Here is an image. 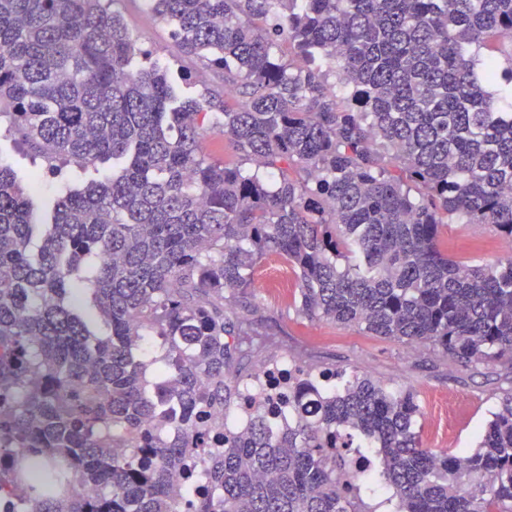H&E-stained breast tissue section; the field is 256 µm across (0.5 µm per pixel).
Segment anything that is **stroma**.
Segmentation results:
<instances>
[{
	"mask_svg": "<svg viewBox=\"0 0 512 512\" xmlns=\"http://www.w3.org/2000/svg\"><path fill=\"white\" fill-rule=\"evenodd\" d=\"M108 6L122 16L148 63L167 67L182 96L200 99L213 94L224 97L227 108L239 106V98L224 91L223 73L183 56L170 26L146 0H109ZM0 163L18 173L39 213L61 197L63 187L79 188L112 171L108 162L86 171L73 163L52 166L34 149L18 143L5 117L0 119ZM444 236L453 256L473 264L512 254V242L501 238L490 224H451L445 227ZM297 289L296 274L279 258H267L257 267L247 304L235 305L231 318L254 323L259 333L237 338L234 376H249L275 354L288 356L314 374L326 368L365 374L387 387L417 393L421 405L418 423L427 446L453 454L474 450L498 394L512 387L504 370L451 364L426 346L309 320L293 304Z\"/></svg>",
	"mask_w": 512,
	"mask_h": 512,
	"instance_id": "stroma-1",
	"label": "stroma"
}]
</instances>
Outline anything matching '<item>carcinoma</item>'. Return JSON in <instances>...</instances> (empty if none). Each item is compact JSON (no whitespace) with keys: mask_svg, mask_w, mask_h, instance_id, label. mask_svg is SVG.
Wrapping results in <instances>:
<instances>
[{"mask_svg":"<svg viewBox=\"0 0 512 512\" xmlns=\"http://www.w3.org/2000/svg\"><path fill=\"white\" fill-rule=\"evenodd\" d=\"M241 104L179 99L104 0H0V118L47 160L120 172L34 220L0 165V500L12 512H512V387L473 452L427 447L410 390L325 370L283 425L224 434L206 487L175 474L226 410V315L264 259L298 312L512 374V255L466 265L442 228L512 239V0H150ZM499 56L482 57L486 41ZM291 55L283 57L281 43ZM319 57L350 89L338 98ZM218 129L250 168L206 155ZM88 292L96 320L70 303ZM162 353L147 357V337ZM175 401L172 417L160 403ZM373 448L378 466L355 465ZM95 489L76 497L68 477Z\"/></svg>","mask_w":512,"mask_h":512,"instance_id":"cac0c4a2","label":"carcinoma"}]
</instances>
